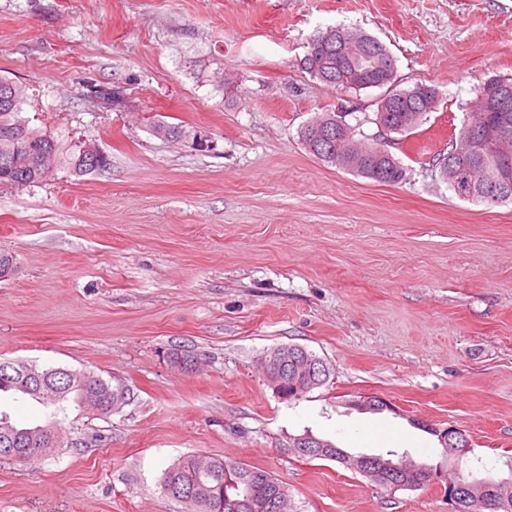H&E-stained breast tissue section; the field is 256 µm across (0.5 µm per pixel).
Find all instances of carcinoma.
I'll return each instance as SVG.
<instances>
[{"mask_svg": "<svg viewBox=\"0 0 512 512\" xmlns=\"http://www.w3.org/2000/svg\"><path fill=\"white\" fill-rule=\"evenodd\" d=\"M354 39L372 51L377 61H382L390 51L376 38L359 29L346 25L330 26L316 32L308 44L303 59L304 69L316 80L338 90H361L366 88H389L380 99L377 109L385 108L391 133L405 134L416 127L424 117L438 109L439 94L435 87L420 96L410 95V89L396 90L391 87L395 70H381L372 77L360 73L355 64L347 63L340 54L342 42ZM23 101L0 106V123L15 126L22 139L32 142L33 149L45 145L53 149V156L63 161L76 174H91L93 169L79 162L78 144L67 145L58 137L46 139L49 132L31 124V119L22 116ZM345 120L341 113L322 112L313 117L300 130L305 149L312 155L334 166H339L337 158L353 149L356 128L349 125L347 132L336 130L337 121ZM428 165L439 174V178L453 189L460 162L457 157L435 154ZM349 171L378 183L397 184L406 177L407 169L391 153H372L362 163L349 168ZM512 175V156L504 159L499 156L483 155L471 166V180L474 190L469 201L486 206L512 202V184L503 185V174ZM22 180L31 185L43 181L42 173L34 160L20 153L11 167L0 165V186H10ZM16 392L55 407L50 414L56 418L63 410L62 403L71 400L83 405L80 389H72L49 397L35 396L18 386L12 380H0V393ZM54 428L46 426L19 427L10 421L8 414L0 412V461L31 462L43 458L33 445L34 439L46 437ZM160 487L165 496L175 502L190 506V512H228L224 501L236 500L240 503L237 512H268V501L280 495H288V490L269 471L245 463L226 461L219 457L202 458L189 454L177 458L163 472Z\"/></svg>", "mask_w": 512, "mask_h": 512, "instance_id": "obj_1", "label": "carcinoma"}]
</instances>
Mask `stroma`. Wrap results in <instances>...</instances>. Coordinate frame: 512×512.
Returning a JSON list of instances; mask_svg holds the SVG:
<instances>
[{
    "label": "stroma",
    "mask_w": 512,
    "mask_h": 512,
    "mask_svg": "<svg viewBox=\"0 0 512 512\" xmlns=\"http://www.w3.org/2000/svg\"><path fill=\"white\" fill-rule=\"evenodd\" d=\"M340 23L387 46L396 88L435 86L436 112L386 137L383 89L313 80L307 42ZM493 75L512 77V0H0V78L24 116L111 160L0 188V250L18 258L0 358L125 393L109 415L68 405L54 456L0 462V512H183L159 483L186 453L272 472L290 512H450L436 485L391 493L288 448L310 432L450 472L420 420L464 433L474 474L512 477V203L459 199L417 154L447 149ZM91 82L122 88L124 109H100ZM320 112L347 113L405 180L307 152ZM157 120L185 137H155ZM288 344L331 372L292 402L258 363ZM372 393L392 410L352 406Z\"/></svg>",
    "instance_id": "stroma-1"
}]
</instances>
